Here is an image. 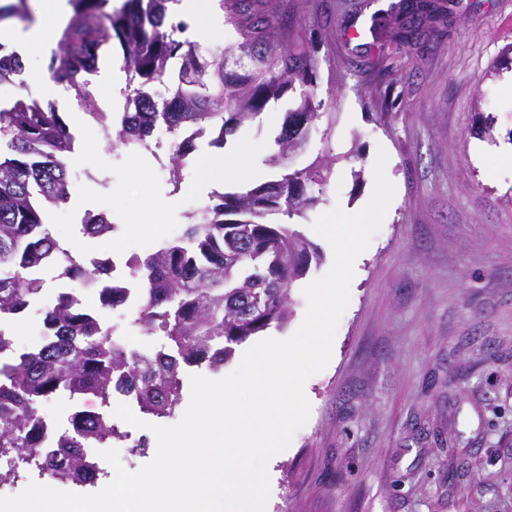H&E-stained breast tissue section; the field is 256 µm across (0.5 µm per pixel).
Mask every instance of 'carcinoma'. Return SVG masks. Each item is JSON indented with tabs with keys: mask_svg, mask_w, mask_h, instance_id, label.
<instances>
[{
	"mask_svg": "<svg viewBox=\"0 0 512 512\" xmlns=\"http://www.w3.org/2000/svg\"><path fill=\"white\" fill-rule=\"evenodd\" d=\"M170 2L121 0L115 6L112 0H71L73 15L61 32L60 53L49 64L52 79L90 112L114 146L145 150L157 159L151 138L165 129L171 135L166 157L175 186L198 137L209 131L211 144L222 147L269 101L300 86V100L287 113L275 139L277 151L268 159L282 173L244 192L214 194L182 237L134 260L137 284L132 285L113 278L109 259L78 264L47 227L44 205L59 206L70 198L68 156L75 137L60 113L29 96L0 106V456L14 459V468L0 475L3 480L17 478L22 467L61 482L96 483L99 470L88 462L85 448L112 440L117 433L112 415L75 413L70 427L44 442L39 405L66 392L75 399L93 395L109 407L112 391L120 387L142 412L170 416L184 367L205 363L217 371L234 347L287 323L293 285L315 255L301 232L267 221L279 211L290 218L314 205L317 198L307 194V185L326 183L336 161L327 154L304 169L291 171L287 164L300 145L288 136L289 128L297 126L304 134L320 117L306 90L317 62L309 46L294 40L288 7L276 3L249 13L244 0H220L241 53L231 62L226 53L207 58L197 42L173 38L183 25L164 28ZM408 9L400 0L373 19L377 25L394 22L391 36L409 42L421 24L435 19L437 7L434 0H420L417 17L406 21ZM7 18L32 19L26 0L0 5V21ZM115 41L133 86L118 126L109 113L97 111L91 90L99 61ZM176 56L181 64L172 74L167 66ZM244 58L250 65L240 72ZM23 71L20 56L0 45V83L23 85ZM163 79L167 97L148 89ZM113 227L106 214H87L80 233L103 238ZM53 264L62 267L61 277L98 286L103 308L140 297L144 308L135 323L160 337V344L147 352L127 350L112 329L103 328L98 309L79 304L73 292L60 288L42 311L43 343L16 350L3 336L15 317L40 302L45 285L40 272Z\"/></svg>",
	"mask_w": 512,
	"mask_h": 512,
	"instance_id": "carcinoma-1",
	"label": "carcinoma"
}]
</instances>
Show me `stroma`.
I'll return each instance as SVG.
<instances>
[{
	"label": "stroma",
	"instance_id": "stroma-1",
	"mask_svg": "<svg viewBox=\"0 0 512 512\" xmlns=\"http://www.w3.org/2000/svg\"><path fill=\"white\" fill-rule=\"evenodd\" d=\"M292 2L293 34L317 61L309 91L322 117L288 165L305 168L329 148L339 159L327 183L308 185L316 204L290 220L318 256L293 286L288 323L267 336L300 326L304 287L333 263L313 224L369 203L382 152L394 196L355 260L334 354L307 381L310 416L276 465L270 512H512V165L492 172L480 160L512 147V0H437L443 21L411 46L367 30L392 0ZM297 99L270 103L225 152L242 150L274 178L266 159ZM61 116L93 161L74 165L67 204L46 210L56 239H77L85 213L103 212L127 234L86 241V252L140 257L208 204L194 182L211 134L197 139L188 189L156 232L153 207L173 193L167 167L112 148L90 116ZM189 400L182 391L173 416H147L133 431L139 447L113 441L126 470L154 457L150 424L177 423Z\"/></svg>",
	"mask_w": 512,
	"mask_h": 512
}]
</instances>
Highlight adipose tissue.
I'll use <instances>...</instances> for the list:
<instances>
[{"mask_svg":"<svg viewBox=\"0 0 512 512\" xmlns=\"http://www.w3.org/2000/svg\"><path fill=\"white\" fill-rule=\"evenodd\" d=\"M214 0H178V17L190 23L203 40L222 38L223 23L213 8ZM70 13L69 0H37L38 20L21 31L0 24V43L9 45L21 58L49 52L54 48L59 27Z\"/></svg>","mask_w":512,"mask_h":512,"instance_id":"adipose-tissue-1","label":"adipose tissue"}]
</instances>
